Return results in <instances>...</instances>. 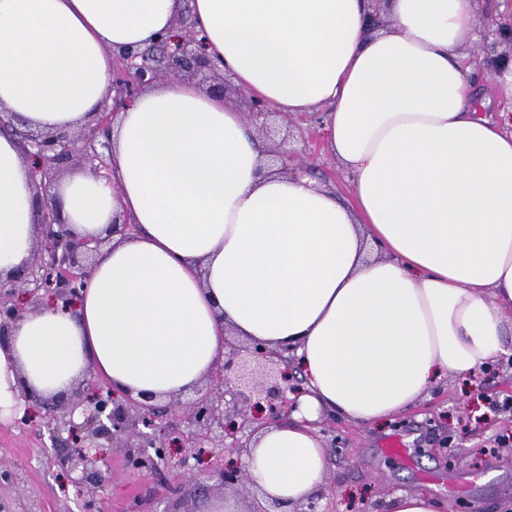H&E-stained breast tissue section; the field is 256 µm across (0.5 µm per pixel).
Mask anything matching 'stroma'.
<instances>
[{
    "label": "stroma",
    "instance_id": "stroma-1",
    "mask_svg": "<svg viewBox=\"0 0 512 512\" xmlns=\"http://www.w3.org/2000/svg\"><path fill=\"white\" fill-rule=\"evenodd\" d=\"M292 149L303 152L318 183L348 197L345 172L318 132L317 114L296 117ZM86 381L74 384L54 401L53 411L30 406L0 419V512H127L137 500L157 498L160 512H199L198 489L206 481L212 497H221L209 473L234 458L231 448H185L187 425L164 416L169 427L168 465L151 472L128 467L123 449L110 450L112 482L102 492L79 493L73 475L61 472L55 458L65 452L67 432L53 428L51 414H63L85 395ZM512 396V360L479 372L468 387L455 380L439 383L429 400L396 416L382 428L348 424L324 415L322 433L327 477L320 512H387V500L401 491L428 490L451 512H504L512 504V409L491 410V400ZM447 446L446 455L436 452ZM197 481L183 477L184 470Z\"/></svg>",
    "mask_w": 512,
    "mask_h": 512
}]
</instances>
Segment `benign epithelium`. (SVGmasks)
Wrapping results in <instances>:
<instances>
[{
	"instance_id": "obj_1",
	"label": "benign epithelium",
	"mask_w": 512,
	"mask_h": 512,
	"mask_svg": "<svg viewBox=\"0 0 512 512\" xmlns=\"http://www.w3.org/2000/svg\"><path fill=\"white\" fill-rule=\"evenodd\" d=\"M180 35L161 37L149 48H125L115 54L112 71V106L93 113L94 124L89 129L75 132L58 129L53 132L35 130L25 122L7 121L0 115V132L13 135L21 148L23 158L30 164L36 188L45 189L60 174V166L75 156L90 162L102 157L99 149L112 150V121L118 110L132 102L143 90L153 84L171 79L217 80L224 89L227 73L207 53V38L198 23L185 15L177 20ZM489 35L508 42V52L491 55L483 65L494 69L502 77L512 75V11L495 19V28ZM270 107L253 99H244L243 117L257 130L267 129ZM271 155L278 158L280 174L304 171L298 154L290 149L275 147ZM37 224L42 229V240L33 261L21 273L0 279V348L6 346L11 329L28 315L46 307L70 309L80 289L90 277L96 256L106 240L76 235L53 200L45 199L39 209ZM229 352L224 363L208 375L209 387L190 405L175 402L171 409L181 413L190 425L187 445L202 434L219 430V445L242 454L250 448V439L241 440L238 434L258 421L257 410H267L268 418L288 414L291 401L287 393L296 396L305 392L303 382L288 378V358L282 351H271L257 344L241 345L227 341ZM237 388L236 395L245 409L224 417L214 405L213 395L228 385ZM152 397L139 399L129 395L119 397L112 386L96 387L91 397L71 404L69 415L81 411L83 421L69 419L70 438L74 449L59 459V465L68 473L79 472L76 483L92 482L103 489L111 480V471L105 468L108 450L125 439L131 450L127 459L133 468L152 471L166 458V445L157 437V406ZM215 475L224 490L250 493L251 480L245 471L233 463L215 468Z\"/></svg>"
}]
</instances>
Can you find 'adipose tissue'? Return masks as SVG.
Returning a JSON list of instances; mask_svg holds the SVG:
<instances>
[{
  "mask_svg": "<svg viewBox=\"0 0 512 512\" xmlns=\"http://www.w3.org/2000/svg\"><path fill=\"white\" fill-rule=\"evenodd\" d=\"M190 6L208 51L254 99L320 132L350 198L272 173L223 97L144 90L112 125L109 174L48 190L81 235L111 236L76 309L44 310L0 349V418L18 384L61 394L87 369L117 392L192 391L224 334L288 350L305 377L288 422L239 457L284 512L323 488L314 422L377 426L447 375L469 381L512 335V113L477 111L458 49L484 0H0V112L84 127L110 104L113 50L152 45ZM387 13L371 34L366 17ZM36 189L0 135V277L28 265Z\"/></svg>",
  "mask_w": 512,
  "mask_h": 512,
  "instance_id": "obj_1",
  "label": "adipose tissue"
}]
</instances>
